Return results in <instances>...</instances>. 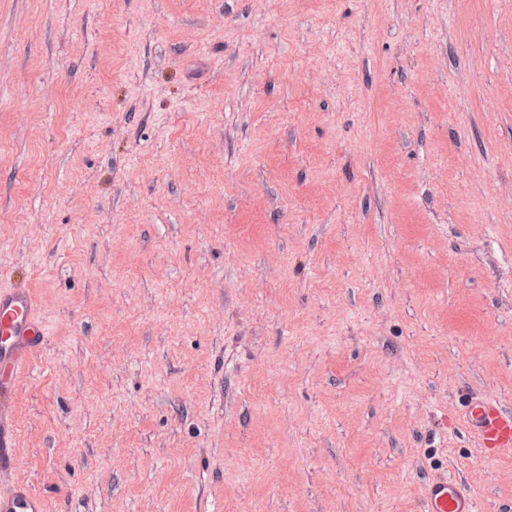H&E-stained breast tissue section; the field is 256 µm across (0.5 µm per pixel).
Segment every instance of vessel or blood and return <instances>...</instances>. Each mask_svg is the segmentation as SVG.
Listing matches in <instances>:
<instances>
[{
    "instance_id": "vessel-or-blood-1",
    "label": "vessel or blood",
    "mask_w": 512,
    "mask_h": 512,
    "mask_svg": "<svg viewBox=\"0 0 512 512\" xmlns=\"http://www.w3.org/2000/svg\"><path fill=\"white\" fill-rule=\"evenodd\" d=\"M46 330L33 293L16 284L0 285V466L14 462L15 380L38 354ZM464 420L480 451L496 457L512 451V406L485 395L470 397ZM426 512H479L478 500L458 479L429 482ZM0 512H45V502L30 485L0 488Z\"/></svg>"
}]
</instances>
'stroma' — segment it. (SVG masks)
<instances>
[{"label": "stroma", "mask_w": 512, "mask_h": 512, "mask_svg": "<svg viewBox=\"0 0 512 512\" xmlns=\"http://www.w3.org/2000/svg\"><path fill=\"white\" fill-rule=\"evenodd\" d=\"M46 512H512V0H0V280ZM46 336L33 293L16 284L0 285V466L14 462L15 380L30 366ZM2 371V372H1ZM464 420L483 454L497 457L512 451V406L482 394L471 396ZM424 502L426 512H479L475 494L458 479L429 482Z\"/></svg>", "instance_id": "1"}]
</instances>
